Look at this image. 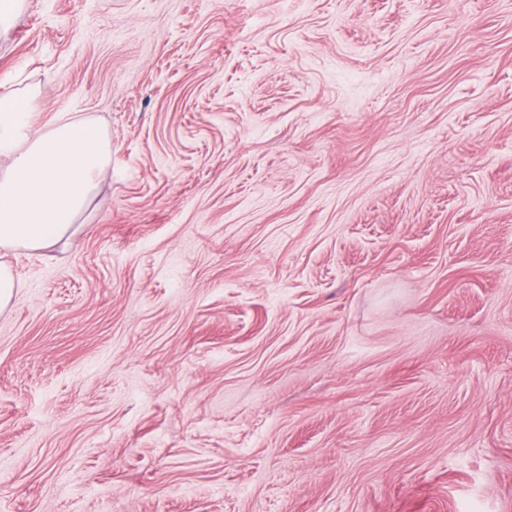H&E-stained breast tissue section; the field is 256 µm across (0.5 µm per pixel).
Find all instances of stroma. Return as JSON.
<instances>
[{"instance_id": "1", "label": "stroma", "mask_w": 512, "mask_h": 512, "mask_svg": "<svg viewBox=\"0 0 512 512\" xmlns=\"http://www.w3.org/2000/svg\"><path fill=\"white\" fill-rule=\"evenodd\" d=\"M6 74L112 162L12 261L0 512H512V0H23Z\"/></svg>"}]
</instances>
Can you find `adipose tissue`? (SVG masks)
Wrapping results in <instances>:
<instances>
[{"instance_id":"1","label":"adipose tissue","mask_w":512,"mask_h":512,"mask_svg":"<svg viewBox=\"0 0 512 512\" xmlns=\"http://www.w3.org/2000/svg\"><path fill=\"white\" fill-rule=\"evenodd\" d=\"M34 97L0 80V251H45L69 240L112 144L96 123L66 119L36 128Z\"/></svg>"}]
</instances>
